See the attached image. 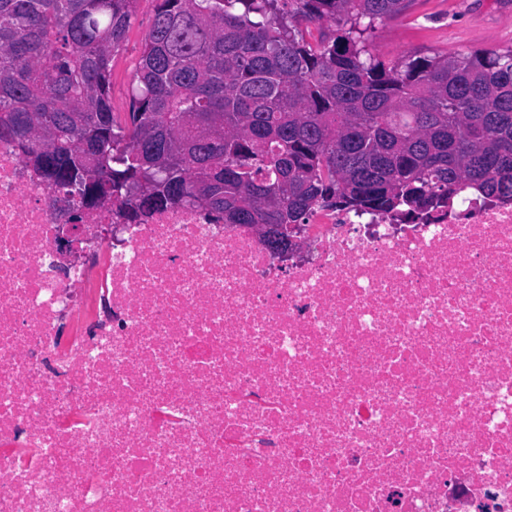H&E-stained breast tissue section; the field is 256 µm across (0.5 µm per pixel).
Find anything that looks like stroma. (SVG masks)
Segmentation results:
<instances>
[{"instance_id": "1", "label": "stroma", "mask_w": 512, "mask_h": 512, "mask_svg": "<svg viewBox=\"0 0 512 512\" xmlns=\"http://www.w3.org/2000/svg\"><path fill=\"white\" fill-rule=\"evenodd\" d=\"M155 7L156 0H138L123 46L112 62L113 111L129 109L133 75ZM367 45L385 61L512 46V0H413L401 14L376 21Z\"/></svg>"}]
</instances>
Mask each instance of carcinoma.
Instances as JSON below:
<instances>
[{"label":"carcinoma","instance_id":"obj_1","mask_svg":"<svg viewBox=\"0 0 512 512\" xmlns=\"http://www.w3.org/2000/svg\"><path fill=\"white\" fill-rule=\"evenodd\" d=\"M136 2L0 0V135L23 133L76 209L109 196L140 224L200 184L241 226L462 185L512 201V46L387 63L363 35L412 0H157L122 116L112 61Z\"/></svg>","mask_w":512,"mask_h":512}]
</instances>
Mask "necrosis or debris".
Segmentation results:
<instances>
[{
  "label": "necrosis or debris",
  "mask_w": 512,
  "mask_h": 512,
  "mask_svg": "<svg viewBox=\"0 0 512 512\" xmlns=\"http://www.w3.org/2000/svg\"><path fill=\"white\" fill-rule=\"evenodd\" d=\"M72 212L0 138V512H512V201Z\"/></svg>",
  "instance_id": "1"
}]
</instances>
